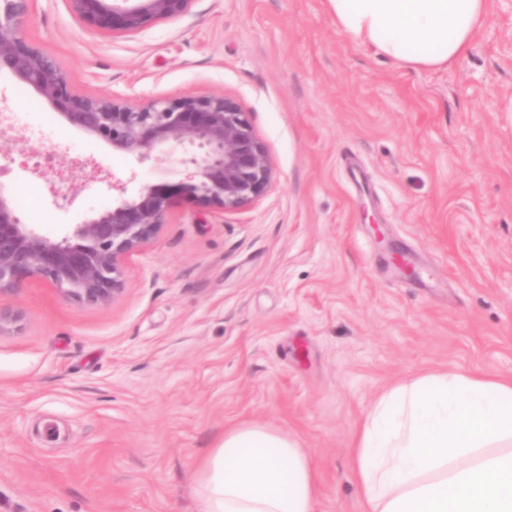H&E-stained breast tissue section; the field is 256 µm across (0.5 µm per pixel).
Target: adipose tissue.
I'll list each match as a JSON object with an SVG mask.
<instances>
[{"label":"adipose tissue","instance_id":"obj_1","mask_svg":"<svg viewBox=\"0 0 512 512\" xmlns=\"http://www.w3.org/2000/svg\"><path fill=\"white\" fill-rule=\"evenodd\" d=\"M353 43L399 65L458 61L489 0H327ZM362 512H512V380L454 369L383 392L350 456ZM198 512H314L318 478L293 436L257 424L225 430L198 463Z\"/></svg>","mask_w":512,"mask_h":512}]
</instances>
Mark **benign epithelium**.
I'll use <instances>...</instances> for the list:
<instances>
[{"mask_svg": "<svg viewBox=\"0 0 512 512\" xmlns=\"http://www.w3.org/2000/svg\"><path fill=\"white\" fill-rule=\"evenodd\" d=\"M29 2L0 0V72L34 89L69 124L115 151L164 164L174 147L201 149L186 159L194 167L189 180L122 196L60 239L22 223L0 187V295L39 280L77 302L108 306L125 291V259L158 236L178 200L199 198L224 211L239 209L266 192L273 163L231 97L184 96L132 105L76 93L56 60L23 37L20 23ZM70 2L82 23L135 34L182 15L193 0Z\"/></svg>", "mask_w": 512, "mask_h": 512, "instance_id": "obj_1", "label": "benign epithelium"}]
</instances>
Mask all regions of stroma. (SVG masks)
Instances as JSON below:
<instances>
[{"instance_id": "obj_1", "label": "stroma", "mask_w": 512, "mask_h": 512, "mask_svg": "<svg viewBox=\"0 0 512 512\" xmlns=\"http://www.w3.org/2000/svg\"><path fill=\"white\" fill-rule=\"evenodd\" d=\"M21 32L84 95L234 98L274 175L238 210L179 201L109 306L36 280L0 296L17 317L0 331V512H197V465L242 422L306 448L315 512H359L351 444L384 390L512 376V0L439 70L355 45L325 0H193L131 35L32 0ZM0 102L40 129L0 131V186L39 232L194 171L180 149L112 151L6 72Z\"/></svg>"}]
</instances>
